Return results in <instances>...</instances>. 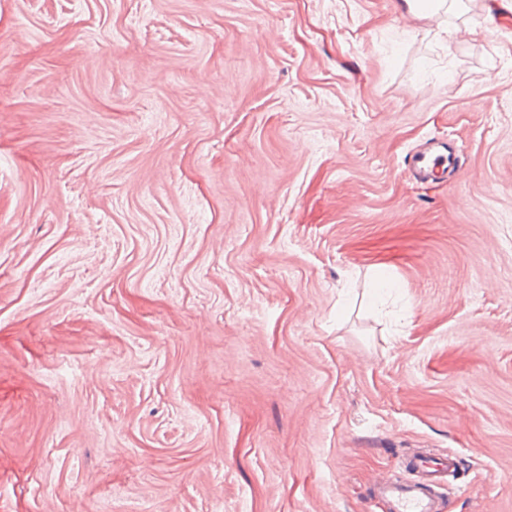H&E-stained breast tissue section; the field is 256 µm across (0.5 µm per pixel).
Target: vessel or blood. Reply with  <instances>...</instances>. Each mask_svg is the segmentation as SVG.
<instances>
[{
	"label": "vessel or blood",
	"instance_id": "b4317fda",
	"mask_svg": "<svg viewBox=\"0 0 512 512\" xmlns=\"http://www.w3.org/2000/svg\"><path fill=\"white\" fill-rule=\"evenodd\" d=\"M452 164V157L442 143L415 153L411 158L415 176L424 180L433 179L437 170ZM457 465L456 458L450 455H410L404 463L409 478H389L379 482L372 489L370 498L388 504L389 512H444L445 506L436 496L434 487L442 473L455 470Z\"/></svg>",
	"mask_w": 512,
	"mask_h": 512
}]
</instances>
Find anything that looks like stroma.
I'll return each instance as SVG.
<instances>
[{"label":"stroma","instance_id":"35a3bbf8","mask_svg":"<svg viewBox=\"0 0 512 512\" xmlns=\"http://www.w3.org/2000/svg\"><path fill=\"white\" fill-rule=\"evenodd\" d=\"M415 451L512 512V0H0V512H386ZM457 0H406L409 11L419 17L430 18L439 15L441 11L446 13L453 7ZM411 167L414 175L419 179L433 180L435 173L440 168L445 169L451 167L454 163L452 156L448 153V145L445 143H436L428 151L417 152L411 157Z\"/></svg>","mask_w":512,"mask_h":512}]
</instances>
